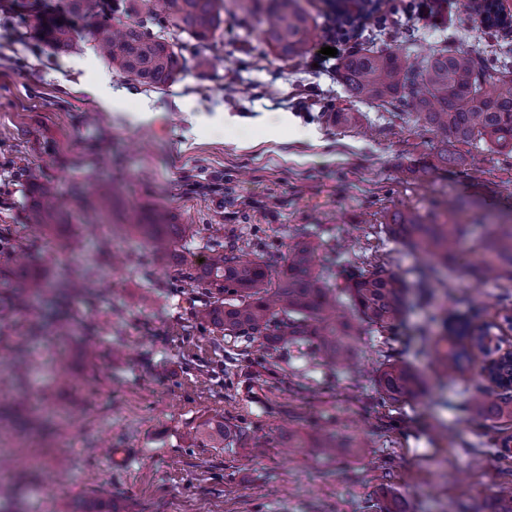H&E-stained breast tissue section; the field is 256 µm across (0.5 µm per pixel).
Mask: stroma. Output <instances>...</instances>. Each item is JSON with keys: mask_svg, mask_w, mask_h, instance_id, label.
<instances>
[{"mask_svg": "<svg viewBox=\"0 0 512 512\" xmlns=\"http://www.w3.org/2000/svg\"><path fill=\"white\" fill-rule=\"evenodd\" d=\"M63 0H0V475L12 492L0 512H368L384 493L406 512H495L512 486V452L479 463L481 421L460 407L472 377L434 369L431 317L444 305L409 303L396 327L362 328L355 363L330 366L303 345L260 346L203 322L206 289L189 274L211 250L243 248L281 269L297 235L318 245L319 268L420 263L389 229L398 210L426 211L457 196L469 227L447 289L499 310L494 291L467 275L472 243L512 224V156L446 139L413 111L349 102L330 46L356 39L316 18L310 52L277 59L258 20L225 12L219 53L195 54L169 26L176 77L150 88L113 71L90 36L55 52L33 13ZM453 19L399 16L380 48L414 33L413 53L467 32L485 45L469 0ZM109 75L121 105L92 90ZM357 125L336 124V108ZM150 111L147 121L135 113ZM456 165L443 166L442 152ZM35 168L68 203L51 230L27 220ZM106 176L113 192L98 198ZM164 209L185 231L171 253H149L131 224ZM45 285L32 297L19 259ZM29 363L16 377L13 362ZM409 363L427 380L421 398L380 403L378 369ZM232 432L225 438L217 425ZM348 430L358 447L326 456L289 447L288 431ZM128 449L111 464L115 449Z\"/></svg>", "mask_w": 512, "mask_h": 512, "instance_id": "1", "label": "stroma"}]
</instances>
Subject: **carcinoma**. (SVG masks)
<instances>
[{"mask_svg": "<svg viewBox=\"0 0 512 512\" xmlns=\"http://www.w3.org/2000/svg\"><path fill=\"white\" fill-rule=\"evenodd\" d=\"M122 9L143 20L118 29L98 14V0H67L69 11L89 22L88 34L100 54L120 74L145 86L167 84L179 60L164 32L170 21L199 46H207L223 23L224 0H116ZM346 0H325V15L336 32L345 36L357 25L341 10ZM235 11L246 18L263 16V40L282 61L304 57L312 41V17L300 0H232ZM43 41L66 50L79 38L67 25L40 24ZM338 76L353 102L381 107L409 101L423 126L455 141L484 145L512 155V48L494 47L485 54L458 46L435 47L416 65L401 45L381 49L363 45L345 55ZM31 223L47 229L57 214L52 189L38 182ZM463 203L448 201L425 213L406 210L392 215V232L412 250L431 262L411 270L412 281L382 265L371 270L353 266L335 287L317 270V248L305 239L288 250V262L272 272L260 261H242L234 253L213 252L191 275L193 282L216 290L219 297L201 311V318L224 331L247 334L262 346L302 343L326 361L343 365L351 355L355 323L384 333L392 329L405 308L409 291L418 303L432 298V288L442 282L440 270L451 269L457 247L468 233L465 224H451ZM144 243L163 255L170 252L183 229L168 223L167 214L155 210L145 224H133ZM468 275L477 286H492L498 300L512 296V224L474 246ZM433 320L442 332L435 342L436 368L450 380L465 376L482 361L473 387L462 394V406L485 421H512V350L503 351L505 332L512 331V316L491 318L472 300L448 295V308ZM378 393L385 402L415 401L423 392L422 375L408 364L389 361L380 369ZM478 445L491 456L512 447V440H483ZM290 448H323L329 454L360 443L326 433L305 437L288 431Z\"/></svg>", "mask_w": 512, "mask_h": 512, "instance_id": "1", "label": "carcinoma"}]
</instances>
